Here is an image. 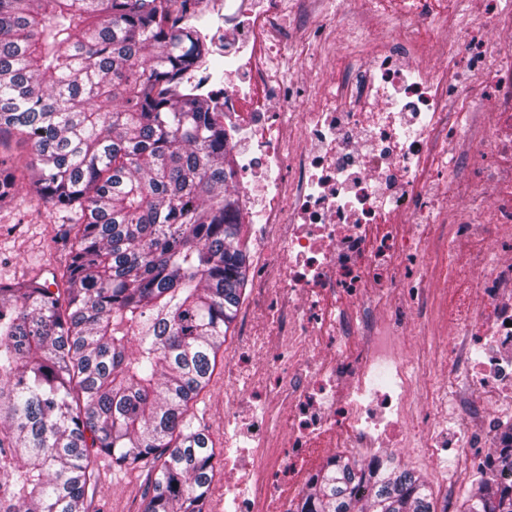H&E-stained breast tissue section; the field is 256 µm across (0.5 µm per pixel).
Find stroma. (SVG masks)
Here are the masks:
<instances>
[{"label":"stroma","instance_id":"35a3bbf8","mask_svg":"<svg viewBox=\"0 0 512 512\" xmlns=\"http://www.w3.org/2000/svg\"><path fill=\"white\" fill-rule=\"evenodd\" d=\"M62 223L55 213L38 199L33 186L22 182L17 188L12 206L0 208V283L22 284L30 280L52 281L67 262L57 242ZM471 285L467 276H459L442 294L440 308L427 327L415 329L409 337L410 360L425 359L442 369L448 365V356L436 347L437 339H449L452 329L449 314L459 310ZM255 302V286L247 284L238 310L239 316L232 324L224 343V355L218 358L210 381L199 394L193 407L216 448H224V414L230 408L232 390L225 383L228 362L247 364L246 355L235 350L244 333V315ZM395 458L414 469L431 486L436 497L453 491L455 499H463L472 484L479 479V469L470 467L468 452L449 453L447 459L430 465L416 453L397 448ZM98 472V488L89 495L88 512H143L151 484V475L145 468L121 469L113 466L109 457L96 454L92 457Z\"/></svg>","mask_w":512,"mask_h":512}]
</instances>
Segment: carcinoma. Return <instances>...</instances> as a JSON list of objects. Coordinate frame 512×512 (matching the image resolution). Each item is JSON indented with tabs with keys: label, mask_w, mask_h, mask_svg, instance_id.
I'll list each match as a JSON object with an SVG mask.
<instances>
[{
	"label": "carcinoma",
	"mask_w": 512,
	"mask_h": 512,
	"mask_svg": "<svg viewBox=\"0 0 512 512\" xmlns=\"http://www.w3.org/2000/svg\"><path fill=\"white\" fill-rule=\"evenodd\" d=\"M191 0H0V137L29 141L70 214L66 293L0 284V512H86L91 449L153 475L144 512H205L218 453L191 405L250 257L219 94L180 87L210 48ZM28 168L0 159V203ZM512 430L460 512H512ZM290 512H445L391 456L332 457Z\"/></svg>",
	"instance_id": "1"
}]
</instances>
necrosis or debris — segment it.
Masks as SVG:
<instances>
[{
  "label": "necrosis or debris",
  "mask_w": 512,
  "mask_h": 512,
  "mask_svg": "<svg viewBox=\"0 0 512 512\" xmlns=\"http://www.w3.org/2000/svg\"><path fill=\"white\" fill-rule=\"evenodd\" d=\"M318 0H224L232 47L220 98L241 148L234 194L259 226L256 293L240 347L287 345L280 368L232 366L253 392L251 427L224 418V500L286 512L313 477L314 448H493L512 424V15L483 0L460 23L436 0H365L336 78L298 108L281 52L288 14ZM447 259L474 300L448 341V378L401 351L427 323L425 277Z\"/></svg>",
  "instance_id": "4bbe7bcc"
}]
</instances>
